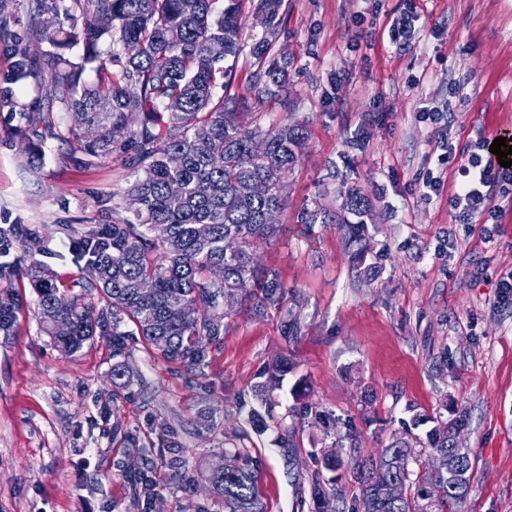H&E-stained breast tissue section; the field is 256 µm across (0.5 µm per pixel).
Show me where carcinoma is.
<instances>
[{
  "label": "carcinoma",
  "instance_id": "obj_1",
  "mask_svg": "<svg viewBox=\"0 0 512 512\" xmlns=\"http://www.w3.org/2000/svg\"><path fill=\"white\" fill-rule=\"evenodd\" d=\"M36 0L37 14L54 23L42 29L44 48L33 55L25 38L0 31L14 58L3 77L0 103L13 107L12 85L33 80L48 87V100L72 120L83 164L125 157L133 180L122 209L130 214L104 231L89 230L77 241L85 259L88 287L97 296L62 288L44 265L25 274L37 294L39 331L60 350L75 353L94 336L112 337L118 355L127 338L138 336L169 361L188 368L206 357L209 340L220 335L224 295L254 289L255 307L277 305L283 295L276 275L254 263L253 247L277 234L266 212L284 208V180L305 145L303 127L283 119L263 130L238 121V97L231 94L229 59L243 52L242 0ZM282 0H256L267 36L250 48L256 73L250 87L259 99H274L287 68L269 63V37L281 25ZM81 24H75L76 20ZM72 25L64 28L63 21ZM101 42L111 50L97 51ZM83 45L74 61L64 50ZM93 65L96 82L84 81ZM224 94L216 96L217 88ZM33 138L27 139L29 166L41 163V141L53 135L52 109L26 113ZM104 301L97 307L94 298ZM65 299L67 325L56 323L55 302ZM17 304L0 294V331L10 332ZM288 373V361L268 370L266 388L275 389ZM432 424L426 442L397 440L361 464V512H465L473 475L472 453L460 471H414L416 447L427 461L453 452L452 431L466 424L461 414L443 421L417 413L412 425ZM228 465L206 476L224 512H265L257 477L241 450L224 451ZM405 486L400 499L385 487Z\"/></svg>",
  "mask_w": 512,
  "mask_h": 512
}]
</instances>
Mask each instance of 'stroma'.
Instances as JSON below:
<instances>
[{
    "mask_svg": "<svg viewBox=\"0 0 512 512\" xmlns=\"http://www.w3.org/2000/svg\"><path fill=\"white\" fill-rule=\"evenodd\" d=\"M31 4L0 0V26L36 53ZM241 14V122L288 118L307 149L278 237L255 250L284 286L280 304L259 313L236 295L195 370L137 339L116 356L106 336L68 354L40 335L25 268L37 261L64 286L82 283L85 261L66 243L111 223L130 169L117 157L80 165L59 110L30 168L22 115L45 106L42 89L15 85L13 109L0 110V293L18 305L13 331L0 332V512H224L204 474L234 448L246 449L267 512H357L355 462L403 437L411 405L445 420L466 413V508L512 512V301L496 288L512 272V200L498 218L461 223L454 174L438 162L447 137L459 164L512 138V0H283L270 57L287 61L289 79L271 102L249 91L248 48L264 34L252 0ZM401 18L415 28L402 50L391 40ZM431 108L447 122L420 119ZM437 175L444 185L425 196ZM348 224L365 225V252ZM281 357L295 368L265 390ZM118 362L130 372L120 390ZM206 408L211 431L198 419ZM334 453L341 467L329 465ZM152 467L160 485L148 496L131 476Z\"/></svg>",
    "mask_w": 512,
    "mask_h": 512,
    "instance_id": "stroma-1",
    "label": "stroma"
}]
</instances>
